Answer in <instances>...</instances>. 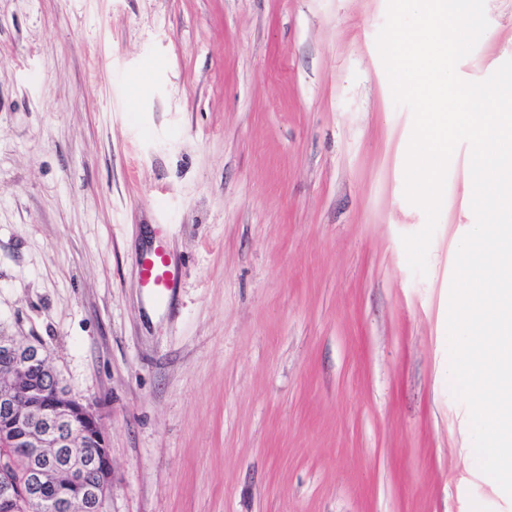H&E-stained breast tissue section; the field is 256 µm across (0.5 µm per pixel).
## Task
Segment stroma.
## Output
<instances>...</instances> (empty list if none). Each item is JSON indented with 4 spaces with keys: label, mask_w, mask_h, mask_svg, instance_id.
Returning a JSON list of instances; mask_svg holds the SVG:
<instances>
[{
    "label": "stroma",
    "mask_w": 512,
    "mask_h": 512,
    "mask_svg": "<svg viewBox=\"0 0 512 512\" xmlns=\"http://www.w3.org/2000/svg\"><path fill=\"white\" fill-rule=\"evenodd\" d=\"M388 3L0 0V336L94 407L106 512H512L450 390L471 147L415 275ZM485 13L470 82L512 59ZM142 285L147 289L152 304H159L166 295L170 281V270L166 253L161 245L139 259Z\"/></svg>",
    "instance_id": "stroma-1"
}]
</instances>
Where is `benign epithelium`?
Masks as SVG:
<instances>
[{"label":"benign epithelium","instance_id":"benign-epithelium-1","mask_svg":"<svg viewBox=\"0 0 512 512\" xmlns=\"http://www.w3.org/2000/svg\"><path fill=\"white\" fill-rule=\"evenodd\" d=\"M0 412V447L23 444L35 472L26 506L42 501L38 486L55 484V507L104 512L113 471L99 419L62 385L42 346L0 336Z\"/></svg>","mask_w":512,"mask_h":512}]
</instances>
